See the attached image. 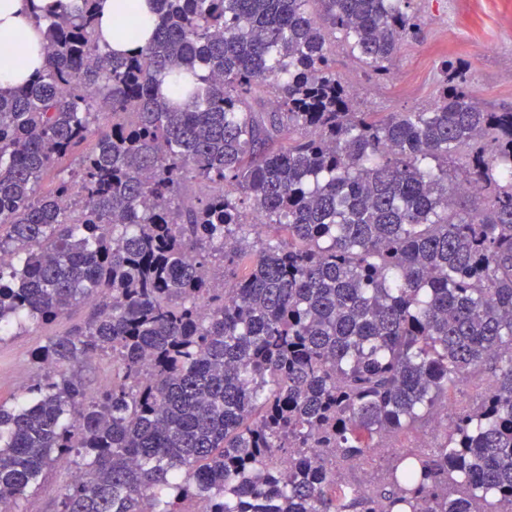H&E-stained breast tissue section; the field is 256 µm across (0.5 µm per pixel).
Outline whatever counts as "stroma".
Listing matches in <instances>:
<instances>
[{
	"mask_svg": "<svg viewBox=\"0 0 512 512\" xmlns=\"http://www.w3.org/2000/svg\"><path fill=\"white\" fill-rule=\"evenodd\" d=\"M419 29L393 60L386 79L378 77L345 47L336 49V74L357 91L361 112L423 110L434 101L444 62L464 63L470 92L485 109L512 107V0H409ZM87 316L71 310L52 323L27 322L0 337V402L14 403L24 384L41 373L31 355L48 338L70 331ZM74 464L49 470L40 486L20 501V512H55Z\"/></svg>",
	"mask_w": 512,
	"mask_h": 512,
	"instance_id": "obj_1",
	"label": "stroma"
}]
</instances>
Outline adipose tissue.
<instances>
[{"mask_svg": "<svg viewBox=\"0 0 512 512\" xmlns=\"http://www.w3.org/2000/svg\"><path fill=\"white\" fill-rule=\"evenodd\" d=\"M77 0H0V91L7 93L30 83L43 68L40 53L42 34L31 22L32 11L50 15L61 7H76ZM99 34L102 42L121 54L142 49L155 26L152 0H137V35L126 38L116 34L113 19L117 0H98Z\"/></svg>", "mask_w": 512, "mask_h": 512, "instance_id": "ef3b65f1", "label": "adipose tissue"}]
</instances>
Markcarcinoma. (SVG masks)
<instances>
[{"instance_id":"cac0c4a2","label":"carcinoma","mask_w":512,"mask_h":512,"mask_svg":"<svg viewBox=\"0 0 512 512\" xmlns=\"http://www.w3.org/2000/svg\"><path fill=\"white\" fill-rule=\"evenodd\" d=\"M156 2L131 56L96 0L35 16L45 65L0 93V337L89 309L0 403V506L66 461L56 512H512V110L451 63L431 108L357 111L331 39L387 75L408 0ZM107 354L98 391L62 370ZM485 373L386 489L344 482ZM117 0L98 1L99 34L101 41L108 44L110 50L121 54H132L147 46V39L155 26L156 14L154 4L148 0H137L136 19L137 35L130 39L116 34L113 19L117 14L119 5ZM484 389L485 385L479 384L473 379L464 380L448 389V409L445 422L448 423V429L460 412L476 405Z\"/></svg>"}]
</instances>
